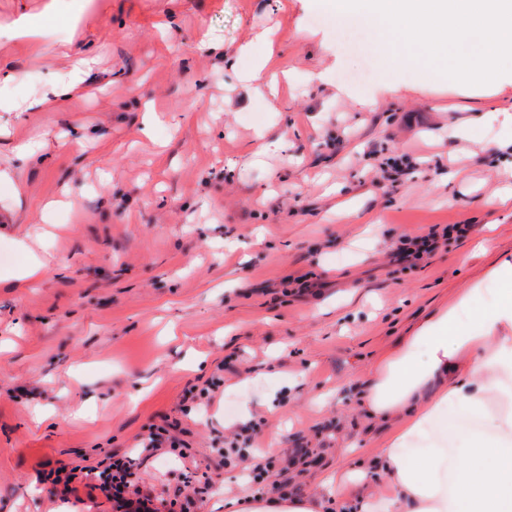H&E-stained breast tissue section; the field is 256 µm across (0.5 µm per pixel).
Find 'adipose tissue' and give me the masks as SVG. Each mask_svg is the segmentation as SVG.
<instances>
[{
    "label": "adipose tissue",
    "mask_w": 512,
    "mask_h": 512,
    "mask_svg": "<svg viewBox=\"0 0 512 512\" xmlns=\"http://www.w3.org/2000/svg\"><path fill=\"white\" fill-rule=\"evenodd\" d=\"M92 59L73 56L69 77L33 102L48 108L80 92ZM485 299L472 313L475 299ZM361 404L374 420L397 419L377 460L375 490L363 465L337 471L309 498L250 494L240 512H321L335 486L356 489L352 512H512V260L463 291L376 366ZM477 422L472 446L455 448L448 408Z\"/></svg>",
    "instance_id": "1"
}]
</instances>
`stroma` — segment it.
I'll list each match as a JSON object with an SVG mask.
<instances>
[{"mask_svg": "<svg viewBox=\"0 0 512 512\" xmlns=\"http://www.w3.org/2000/svg\"><path fill=\"white\" fill-rule=\"evenodd\" d=\"M45 31L11 40L20 16ZM339 19L316 0H0V512H114L78 484L61 495L46 464L93 466L134 453L179 421L190 458L135 461L158 498L224 512L250 490L244 456L224 443L256 426L247 455L277 440L270 494L302 497L348 461L377 458L394 421L376 422L359 389L402 337L461 289L512 259V74L485 85L440 76L386 44L344 48ZM275 33L273 48L255 42ZM251 55L222 65L200 40ZM95 62L81 96L28 104L65 78V49ZM280 75L277 99L244 87L254 58ZM164 121L141 131V105ZM459 127L449 137V126ZM276 150H257L256 131ZM43 140L44 162L18 144ZM467 224L416 265L407 237ZM25 240L45 265L4 278ZM209 387L203 406L184 404ZM207 474L196 496L189 474Z\"/></svg>", "mask_w": 512, "mask_h": 512, "instance_id": "stroma-1", "label": "stroma"}]
</instances>
